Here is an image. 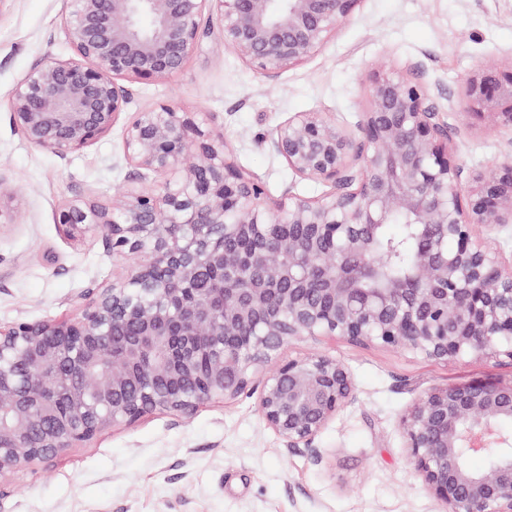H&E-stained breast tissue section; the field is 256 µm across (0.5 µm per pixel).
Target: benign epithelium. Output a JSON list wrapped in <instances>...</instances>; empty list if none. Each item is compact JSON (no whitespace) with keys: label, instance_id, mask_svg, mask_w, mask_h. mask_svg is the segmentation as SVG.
Masks as SVG:
<instances>
[{"label":"benign epithelium","instance_id":"obj_1","mask_svg":"<svg viewBox=\"0 0 512 512\" xmlns=\"http://www.w3.org/2000/svg\"><path fill=\"white\" fill-rule=\"evenodd\" d=\"M74 55L34 66L13 122L65 157L95 144L132 102V83L179 72L204 12L255 73L317 54L359 0H67ZM476 114L512 132V63L467 82ZM352 133L296 112L265 141L318 198L269 199L224 134L173 105L139 112L124 160L139 188L112 206L65 201L56 224L101 238L126 264L75 320L0 325V477L153 412L188 416L260 380L257 410L289 452L319 464L317 439L355 400L349 370L322 353L284 360L304 336L402 348L432 360H512V259L489 235L512 224V136L502 160L467 168L448 149L437 94L418 67H378ZM410 231L400 278L376 241ZM512 380L434 387L402 418L410 463L444 512H512ZM494 458L481 470L467 460Z\"/></svg>","mask_w":512,"mask_h":512}]
</instances>
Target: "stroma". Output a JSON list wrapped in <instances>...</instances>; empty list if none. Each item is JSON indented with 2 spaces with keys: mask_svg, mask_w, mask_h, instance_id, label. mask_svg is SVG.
Returning a JSON list of instances; mask_svg holds the SVG:
<instances>
[{
  "mask_svg": "<svg viewBox=\"0 0 512 512\" xmlns=\"http://www.w3.org/2000/svg\"><path fill=\"white\" fill-rule=\"evenodd\" d=\"M67 0H0V180L11 191L0 213V323L72 320L86 294L121 270L93 237H68L56 222L64 201L99 204L132 188L123 158L136 113L175 104L223 132L239 166L271 199L285 188L320 196L266 143L288 115L322 111L355 129L378 63L418 64L441 97L449 147L470 168L501 157L497 119L468 112L467 79L491 59L512 57V0H360L320 52L267 80L224 45L217 15L204 19L197 48L178 74L133 83L134 98L112 130L58 157L31 144L14 124L12 94L48 57L73 54ZM319 351L351 372L355 402L318 438L313 464L287 452L267 427L256 395L215 400L178 418L154 412L109 427L91 441L0 479V512H441L408 459L401 420L421 393L444 385L512 379V362L434 361L401 349L304 337L284 359Z\"/></svg>",
  "mask_w": 512,
  "mask_h": 512,
  "instance_id": "1",
  "label": "stroma"
}]
</instances>
